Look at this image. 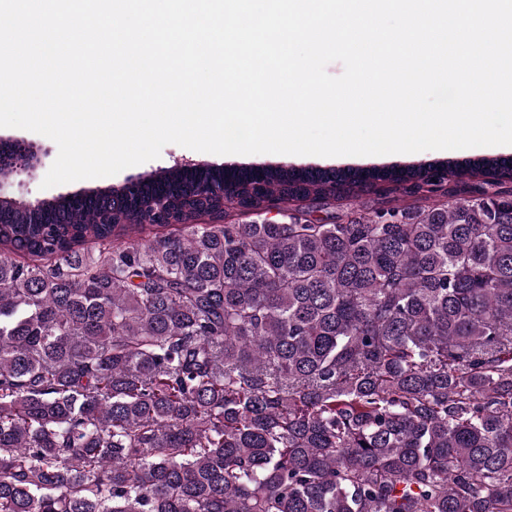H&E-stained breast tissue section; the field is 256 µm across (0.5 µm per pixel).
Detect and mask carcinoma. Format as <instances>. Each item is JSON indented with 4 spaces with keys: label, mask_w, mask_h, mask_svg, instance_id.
<instances>
[{
    "label": "carcinoma",
    "mask_w": 512,
    "mask_h": 512,
    "mask_svg": "<svg viewBox=\"0 0 512 512\" xmlns=\"http://www.w3.org/2000/svg\"><path fill=\"white\" fill-rule=\"evenodd\" d=\"M508 185L181 169L0 223V512H512Z\"/></svg>",
    "instance_id": "obj_1"
}]
</instances>
